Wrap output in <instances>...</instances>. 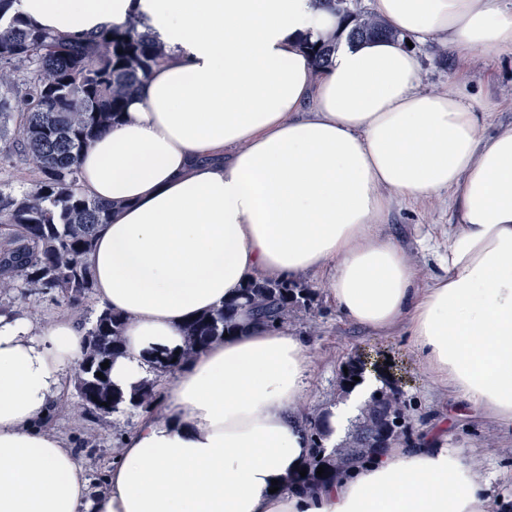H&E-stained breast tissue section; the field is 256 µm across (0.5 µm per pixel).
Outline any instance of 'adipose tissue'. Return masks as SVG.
Returning <instances> with one entry per match:
<instances>
[{"instance_id": "obj_1", "label": "adipose tissue", "mask_w": 512, "mask_h": 512, "mask_svg": "<svg viewBox=\"0 0 512 512\" xmlns=\"http://www.w3.org/2000/svg\"><path fill=\"white\" fill-rule=\"evenodd\" d=\"M33 24L83 36L143 18L170 54L119 124L79 158V186L112 201L88 256L99 308L128 316L110 378L131 393L177 352L194 314L255 278L320 272L348 321L403 327L452 416L512 423V128L468 96L464 67L512 53L506 0H372L393 40L349 42L318 0H19ZM335 38L315 71L306 45ZM461 65L424 91L409 41ZM450 192L459 222L419 273L384 226L396 202ZM227 337L169 374L92 493L61 436L85 329L64 312L0 314V512H495L491 474L447 446L374 456L335 481L273 491L309 455L297 409L305 337L239 309Z\"/></svg>"}]
</instances>
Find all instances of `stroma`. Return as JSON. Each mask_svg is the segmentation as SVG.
Masks as SVG:
<instances>
[{
	"label": "stroma",
	"instance_id": "obj_1",
	"mask_svg": "<svg viewBox=\"0 0 512 512\" xmlns=\"http://www.w3.org/2000/svg\"><path fill=\"white\" fill-rule=\"evenodd\" d=\"M422 88L448 84L457 64L452 55L442 54L438 44L415 47ZM469 92L496 103L487 130L495 132L512 126V55L501 54L469 64ZM458 217L448 195L429 202L396 203L386 232L395 238L422 280L440 274L438 249L448 244V227ZM303 283L316 292L311 311L288 322V329L306 336L310 344L311 377L298 408L306 416L333 419L338 407L348 399L338 381L345 365L357 354L368 353L379 362H391L390 388L400 396L413 434L448 416L455 396L447 386L436 382L414 353L408 337L396 329L378 336L348 322L328 301L322 274L303 276ZM140 411L125 409L103 420L80 418L68 413L52 414L48 425L66 438L90 482L107 475L121 451L122 439L132 433ZM448 445L462 449L468 461L492 473L491 495L512 507V425L466 416L456 419L448 430Z\"/></svg>",
	"mask_w": 512,
	"mask_h": 512
}]
</instances>
